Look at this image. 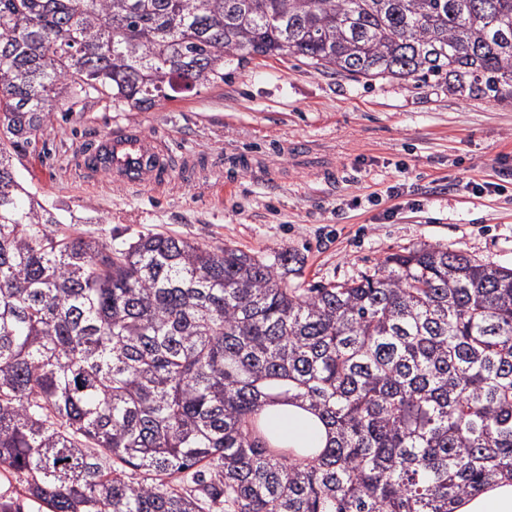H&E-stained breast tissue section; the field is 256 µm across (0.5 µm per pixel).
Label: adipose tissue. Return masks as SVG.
<instances>
[{
    "mask_svg": "<svg viewBox=\"0 0 512 512\" xmlns=\"http://www.w3.org/2000/svg\"><path fill=\"white\" fill-rule=\"evenodd\" d=\"M271 434L288 448H322L330 434L312 413L291 403L268 407ZM455 512H512V481L502 479L461 499Z\"/></svg>",
    "mask_w": 512,
    "mask_h": 512,
    "instance_id": "1",
    "label": "adipose tissue"
}]
</instances>
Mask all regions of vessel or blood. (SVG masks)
Masks as SVG:
<instances>
[{
    "instance_id": "b4317fda",
    "label": "vessel or blood",
    "mask_w": 512,
    "mask_h": 512,
    "mask_svg": "<svg viewBox=\"0 0 512 512\" xmlns=\"http://www.w3.org/2000/svg\"><path fill=\"white\" fill-rule=\"evenodd\" d=\"M97 148L107 156L110 173L127 188L141 190L167 183L172 165V152L164 144L144 136L128 126L100 136Z\"/></svg>"
}]
</instances>
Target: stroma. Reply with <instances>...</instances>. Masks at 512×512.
<instances>
[{"instance_id":"1","label":"stroma","mask_w":512,"mask_h":512,"mask_svg":"<svg viewBox=\"0 0 512 512\" xmlns=\"http://www.w3.org/2000/svg\"><path fill=\"white\" fill-rule=\"evenodd\" d=\"M133 126L167 141L168 186L134 192L75 172L81 149ZM15 168L69 232H162L294 257L291 285L342 282L420 244L512 267V99L446 83L352 80L256 57L147 110L65 98ZM500 184L476 192L475 184Z\"/></svg>"}]
</instances>
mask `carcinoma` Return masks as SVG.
<instances>
[{
  "instance_id": "1",
  "label": "carcinoma",
  "mask_w": 512,
  "mask_h": 512,
  "mask_svg": "<svg viewBox=\"0 0 512 512\" xmlns=\"http://www.w3.org/2000/svg\"><path fill=\"white\" fill-rule=\"evenodd\" d=\"M288 54L512 99V0H0V475L49 512H452L512 480V268L423 245L292 287L286 250L60 233L17 175L66 96L147 110ZM283 396L320 453L266 436Z\"/></svg>"
}]
</instances>
